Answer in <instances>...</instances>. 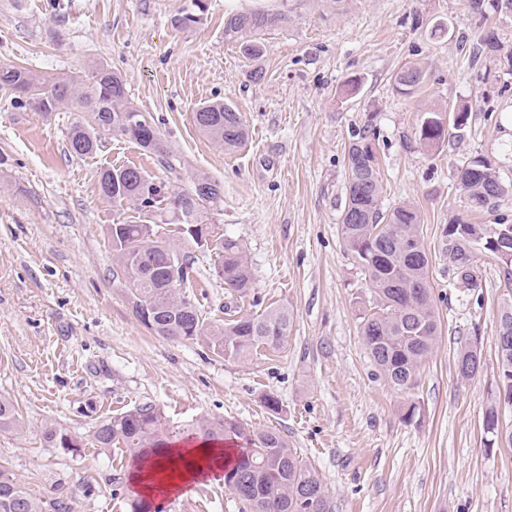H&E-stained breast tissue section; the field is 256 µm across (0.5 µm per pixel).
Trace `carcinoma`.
Masks as SVG:
<instances>
[{"label":"carcinoma","mask_w":512,"mask_h":512,"mask_svg":"<svg viewBox=\"0 0 512 512\" xmlns=\"http://www.w3.org/2000/svg\"><path fill=\"white\" fill-rule=\"evenodd\" d=\"M288 20L282 11L246 10L224 20V38L237 41L246 33L281 25ZM418 66L401 69L395 77L397 91L409 95L422 83ZM0 90L13 96L20 108L31 107L46 115L67 104L78 112L68 133L71 153L83 157L93 153L101 135L116 134L134 141L154 154L169 169L167 145L156 123L149 128L122 123V116L138 108L126 95L123 80L104 66L93 67L79 81L62 79L51 85L41 82L32 71L12 64H0ZM198 130L230 152L247 138V129L238 112L221 100L202 104L194 112ZM446 113H423L419 140L431 148L445 141ZM375 134L368 129L350 143L347 151V203L341 214V234L347 250L368 279L375 310L361 313L360 331L372 361L393 389L406 393L416 384L423 360L439 336V316L429 283V258L419 226L421 213L412 202H403L382 211V180L375 150ZM473 157L457 168V179L470 211L492 214L512 201V190L500 180L492 164L475 166ZM208 188L204 198L193 193H170L166 184L155 183L135 166L104 169L98 176L100 195L108 200L131 202L135 211L147 218L162 209L177 224H200L204 205H218L223 189L208 177L197 179ZM512 241V224H472L457 218L448 225L445 254L448 270L466 287H481L479 265L484 258L498 261L505 281L512 288V258L500 254L501 238ZM113 274L123 278L138 318L151 316L145 326L155 334L174 339L194 340L205 336L213 351L226 360L247 362L264 346L278 347L290 334L293 316L285 307L272 308L257 317L231 319L222 326H209L197 305L182 295L178 286L190 279L193 263L184 245L195 241L188 234L176 243L157 236L152 224L129 220L110 226ZM217 241V273L231 292L245 293L252 286V271L237 240L220 233ZM181 263L183 274L172 284L167 278V260ZM499 387L512 397V304L500 308L497 336ZM459 376L474 377L481 368L480 352L466 345L457 352ZM19 419L15 404L0 398V428ZM485 428L512 448V430L499 433V407L485 415ZM200 435L217 443L242 441L238 459L224 471V483L241 487L239 498L245 512H330L322 483L313 466L298 455L280 433L254 431L240 422L199 419L186 432L172 430L151 405L103 418L95 426L93 442L99 448H124L131 460L145 451L166 446L185 436ZM0 512H69V503L33 496L7 470L0 468Z\"/></svg>","instance_id":"carcinoma-1"}]
</instances>
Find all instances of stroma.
Listing matches in <instances>:
<instances>
[{"instance_id": "35a3bbf8", "label": "stroma", "mask_w": 512, "mask_h": 512, "mask_svg": "<svg viewBox=\"0 0 512 512\" xmlns=\"http://www.w3.org/2000/svg\"><path fill=\"white\" fill-rule=\"evenodd\" d=\"M0 0V63L41 79L118 72L130 100L151 114L177 174L130 139L103 136L96 153L68 152L73 108L52 115L0 92V397L19 410L0 431V465L30 493L67 497L71 512H131V458L94 445L98 421L142 404L165 423L231 418L280 432L315 467L332 512H512V449L491 444L487 409L498 399L499 309L512 298L497 262L479 291L454 280L446 230L468 206L456 170L482 155L512 185V13L488 21L462 0ZM284 11L256 34L258 57L224 37L244 10ZM494 33L499 44L483 42ZM421 66L412 94L396 74ZM262 72L254 80V72ZM358 80L357 94L343 89ZM221 100L249 136L237 152L202 135L196 107ZM466 110L463 130L433 148L418 139L422 112ZM372 129L381 206L411 201L429 256L441 336L409 393L377 373L360 333L370 298L345 249L347 149ZM130 164L170 191L206 176L224 188L209 223L244 247L254 283L243 296L216 274V252L190 245L194 299L211 325L287 306L292 331L248 362L213 353L206 339L157 336L113 278L108 225L132 209L102 198L101 170ZM476 343L482 368L458 377L456 354ZM278 401L269 409L267 398ZM79 441L49 445L47 428ZM159 512H241L223 481H199Z\"/></svg>"}]
</instances>
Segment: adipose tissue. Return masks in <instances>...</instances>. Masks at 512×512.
<instances>
[{"mask_svg": "<svg viewBox=\"0 0 512 512\" xmlns=\"http://www.w3.org/2000/svg\"><path fill=\"white\" fill-rule=\"evenodd\" d=\"M235 455L212 442L186 443L157 450L139 466L133 483L145 500L179 493L211 475H218Z\"/></svg>", "mask_w": 512, "mask_h": 512, "instance_id": "adipose-tissue-1", "label": "adipose tissue"}]
</instances>
